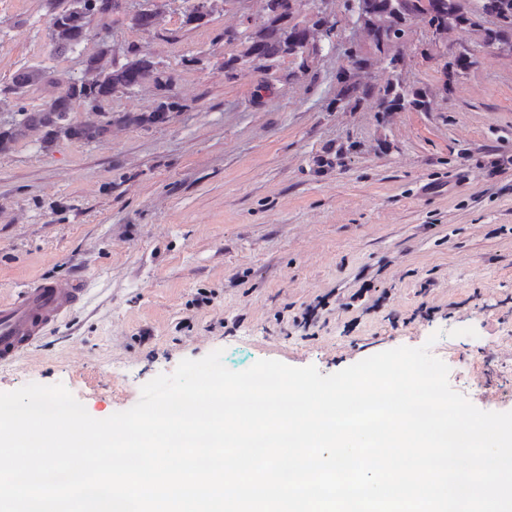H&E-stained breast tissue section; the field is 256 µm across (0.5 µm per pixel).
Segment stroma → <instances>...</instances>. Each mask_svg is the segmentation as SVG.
<instances>
[{
	"mask_svg": "<svg viewBox=\"0 0 512 512\" xmlns=\"http://www.w3.org/2000/svg\"><path fill=\"white\" fill-rule=\"evenodd\" d=\"M66 2L0 0V84L29 65L78 77L100 43H133L173 73L183 108L89 144L23 140L0 155V299L39 279L90 286L84 307L0 369V392L60 383L104 419L218 349L233 371L272 359L330 375L426 344L453 390L512 411V378L491 359L512 340V166H495L512 155V50L479 47L472 32L435 45L417 28L403 76L429 111L349 110L336 102L338 70L369 45L344 7L335 47L308 71L287 58L230 79L237 46L222 34L245 14L262 22L264 0H225L197 28L183 0H167L153 28L116 14L107 38L59 55L48 25ZM467 48L476 61L463 72L453 61ZM360 288L391 298L313 337L276 319Z\"/></svg>",
	"mask_w": 512,
	"mask_h": 512,
	"instance_id": "35a3bbf8",
	"label": "stroma"
}]
</instances>
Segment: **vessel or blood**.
Returning a JSON list of instances; mask_svg holds the SVG:
<instances>
[{
    "mask_svg": "<svg viewBox=\"0 0 512 512\" xmlns=\"http://www.w3.org/2000/svg\"><path fill=\"white\" fill-rule=\"evenodd\" d=\"M81 279L33 282L12 301L0 302V368L36 348L47 334L85 300Z\"/></svg>",
    "mask_w": 512,
    "mask_h": 512,
    "instance_id": "b4317fda",
    "label": "vessel or blood"
}]
</instances>
